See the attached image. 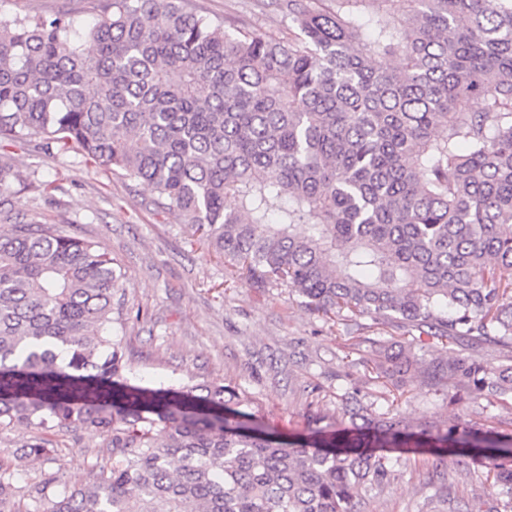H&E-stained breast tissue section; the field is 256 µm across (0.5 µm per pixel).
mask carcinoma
<instances>
[{"mask_svg":"<svg viewBox=\"0 0 512 512\" xmlns=\"http://www.w3.org/2000/svg\"><path fill=\"white\" fill-rule=\"evenodd\" d=\"M288 36L196 12L190 0H107L83 34L63 18L0 19V141L151 186L199 243L260 288L325 317L413 327L456 345L426 357L372 340L396 389L512 409V0H282ZM91 42L95 51L84 52ZM476 98L481 107L466 108ZM17 177L0 151V187ZM109 252L48 224L0 232V432L48 460L59 429L109 438L112 467L25 491L0 461V512H360L395 476L391 452L480 461L512 512V420L410 422L379 397L340 396L332 430L251 425L255 398L213 383L150 388L113 318ZM508 352L489 367L481 352Z\"/></svg>","mask_w":512,"mask_h":512,"instance_id":"1","label":"carcinoma"}]
</instances>
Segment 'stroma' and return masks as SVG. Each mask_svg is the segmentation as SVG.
Wrapping results in <instances>:
<instances>
[{
    "label": "stroma",
    "instance_id": "1",
    "mask_svg": "<svg viewBox=\"0 0 512 512\" xmlns=\"http://www.w3.org/2000/svg\"><path fill=\"white\" fill-rule=\"evenodd\" d=\"M203 14L230 28L284 35L288 20L275 0H193ZM101 13L100 0H0V18L66 15L83 30ZM16 159L19 178L0 191V213L16 221L55 224L73 235L99 242L126 280L132 319L119 335L130 384L159 388L222 383L246 388L257 400L254 425L286 436H305L335 422L338 395L356 386L380 394L382 380L366 372L369 342L377 327L333 323L312 314L289 288H258L232 278L223 259L193 243L178 211L157 210L149 186L87 165L75 150L57 154L34 142L5 146ZM362 337L352 347L350 337ZM414 421L456 413L478 422L507 421L512 412L480 400L455 407L414 380L397 403ZM53 460L28 463L17 475L27 487L53 473L69 485L88 479L94 464H107L102 433L71 428L56 433ZM448 489L428 482L429 468L406 455L398 475L383 491L367 494L363 512H465L484 468L449 466Z\"/></svg>",
    "mask_w": 512,
    "mask_h": 512
}]
</instances>
